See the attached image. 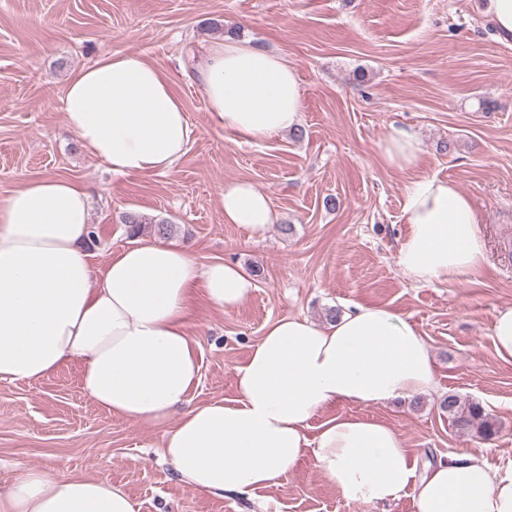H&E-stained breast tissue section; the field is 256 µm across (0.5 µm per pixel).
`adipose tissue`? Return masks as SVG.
Instances as JSON below:
<instances>
[{"mask_svg": "<svg viewBox=\"0 0 512 512\" xmlns=\"http://www.w3.org/2000/svg\"><path fill=\"white\" fill-rule=\"evenodd\" d=\"M198 81L211 120L244 143L296 129L303 90L296 68L232 36L207 47ZM65 121L114 176L171 171L195 137L170 76L139 53H112L77 71ZM423 153L415 131L390 127L378 145L385 167L411 169ZM90 191L61 176L23 181L0 199V381H38L81 365L83 394L124 423L163 430L162 456L195 490L269 487L305 455L350 501L379 503L413 488L416 512H512V471L461 450L415 478L389 425L349 414L310 421L336 404L378 405L428 394L435 372L424 336L403 316L357 305L325 325L270 323L237 368L236 396L191 402L200 384L197 298L237 308L253 282L234 264L200 261L186 246L141 242L97 269L88 251ZM409 231L398 265L413 283L473 282L487 261L482 215L455 183L434 176L404 189ZM224 221L268 234L277 215L253 182H226ZM0 512H137L108 480L36 467L0 487Z\"/></svg>", "mask_w": 512, "mask_h": 512, "instance_id": "obj_1", "label": "adipose tissue"}]
</instances>
